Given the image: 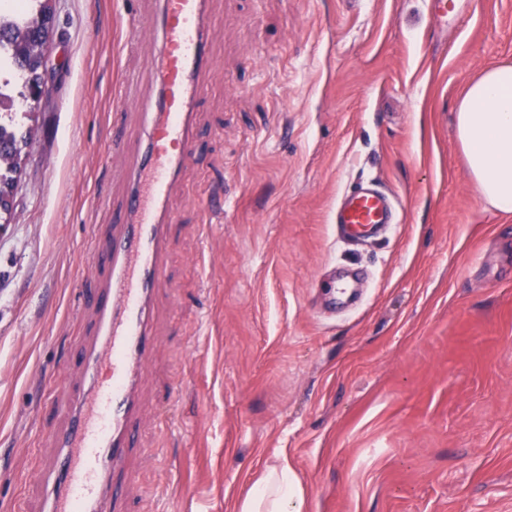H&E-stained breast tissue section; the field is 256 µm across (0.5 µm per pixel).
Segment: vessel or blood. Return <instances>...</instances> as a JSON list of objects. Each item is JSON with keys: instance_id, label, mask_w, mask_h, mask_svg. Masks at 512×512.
Segmentation results:
<instances>
[{"instance_id": "vessel-or-blood-1", "label": "vessel or blood", "mask_w": 512, "mask_h": 512, "mask_svg": "<svg viewBox=\"0 0 512 512\" xmlns=\"http://www.w3.org/2000/svg\"><path fill=\"white\" fill-rule=\"evenodd\" d=\"M155 13L131 14L129 32L158 26L162 44L154 64L157 93L130 97L119 84L120 108L143 120L138 138L112 141V156L131 173L124 207L111 223L95 225L89 254L99 281L90 295L92 324L77 343L76 365L86 380L69 381L51 403L61 418L51 437L55 451L39 459L44 512H123L134 482L128 458L138 446L141 405L137 386L157 348L153 302L169 290L166 235L175 217L167 199L191 164L194 117L217 64L209 50L216 21L208 0H157ZM395 199L372 186L342 194L336 224L344 237L365 238L394 223Z\"/></svg>"}]
</instances>
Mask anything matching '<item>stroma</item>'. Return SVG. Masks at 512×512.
<instances>
[{
  "label": "stroma",
  "instance_id": "obj_1",
  "mask_svg": "<svg viewBox=\"0 0 512 512\" xmlns=\"http://www.w3.org/2000/svg\"><path fill=\"white\" fill-rule=\"evenodd\" d=\"M209 0L220 74L173 187L171 292L139 386L128 512H239L288 461L306 512H512V213L455 131L461 89L512 63V0ZM50 92L0 224V512H43L50 390L70 379L91 227L112 220L113 89L153 90L152 0H51ZM376 180L400 221L338 240Z\"/></svg>",
  "mask_w": 512,
  "mask_h": 512
}]
</instances>
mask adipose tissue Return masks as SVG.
I'll return each instance as SVG.
<instances>
[{
    "label": "adipose tissue",
    "mask_w": 512,
    "mask_h": 512,
    "mask_svg": "<svg viewBox=\"0 0 512 512\" xmlns=\"http://www.w3.org/2000/svg\"><path fill=\"white\" fill-rule=\"evenodd\" d=\"M457 139L484 203L512 213V64L469 81L456 112ZM239 512H305L301 484L288 463L269 467Z\"/></svg>",
    "instance_id": "1"
}]
</instances>
